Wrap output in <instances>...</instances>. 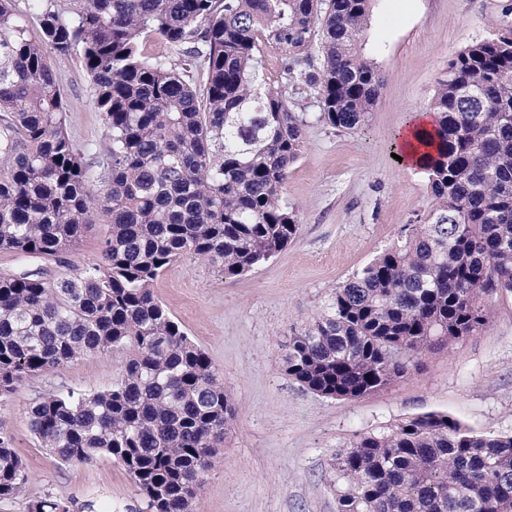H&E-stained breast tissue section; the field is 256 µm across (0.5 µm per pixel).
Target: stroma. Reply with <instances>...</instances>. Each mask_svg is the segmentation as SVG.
I'll list each match as a JSON object with an SVG mask.
<instances>
[{"mask_svg":"<svg viewBox=\"0 0 512 512\" xmlns=\"http://www.w3.org/2000/svg\"><path fill=\"white\" fill-rule=\"evenodd\" d=\"M512 25V0H374L360 52L385 76L367 125L343 131L308 122L284 187L301 229L288 247L253 271L224 278L207 264L179 259L153 289L224 376L235 410L194 512H336L330 465L358 435L431 411L476 431L512 432V293L494 296L479 335L423 355L389 388L356 400L321 397L288 376V339L323 313L332 292L397 241L404 225L425 220L432 196L424 175L393 158L397 130L428 108L448 62L467 46ZM66 124L76 143H106L89 77L78 57L57 60ZM102 225H94L63 262L0 250V270L49 275L93 263ZM122 358L101 352L28 378L0 400V423L13 436L29 480L0 512H27L50 495L111 503L140 512L127 473L109 459L58 464L40 448L25 413L37 395L72 387H111Z\"/></svg>","mask_w":512,"mask_h":512,"instance_id":"obj_1","label":"stroma"}]
</instances>
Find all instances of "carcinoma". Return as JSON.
Masks as SVG:
<instances>
[{
  "instance_id": "obj_1",
  "label": "carcinoma",
  "mask_w": 512,
  "mask_h": 512,
  "mask_svg": "<svg viewBox=\"0 0 512 512\" xmlns=\"http://www.w3.org/2000/svg\"><path fill=\"white\" fill-rule=\"evenodd\" d=\"M18 2L0 0V250L60 261L106 220L93 264L0 272V397L81 356L123 354L106 390L36 396L31 430L61 464L111 458L146 512H192L233 411L153 282L184 257L235 278L297 236L283 189L307 119L360 129L385 85L358 50L371 0ZM154 37L170 56H143ZM267 45L284 54L278 85L259 80ZM77 48L109 140L98 153L68 133L52 62ZM295 83L318 103L308 117L289 107ZM430 111L429 219L404 225L288 341L284 371L323 397L397 383L423 354L480 334L488 297L512 293V30L453 58ZM332 471L336 512H512V434L441 412L356 436ZM27 481L0 423V501ZM74 506L45 496L27 512Z\"/></svg>"
}]
</instances>
